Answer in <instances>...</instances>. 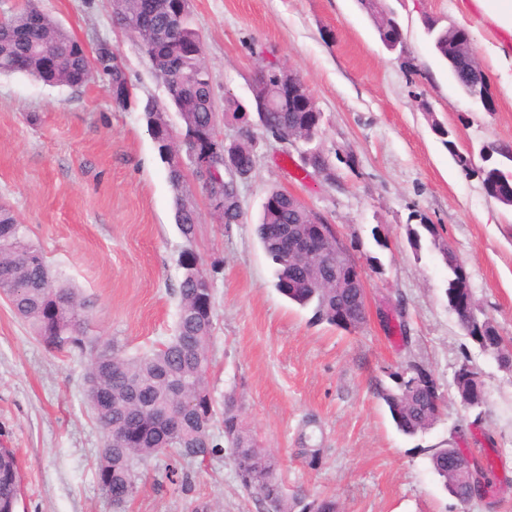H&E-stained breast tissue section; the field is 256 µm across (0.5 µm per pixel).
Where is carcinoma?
I'll return each instance as SVG.
<instances>
[{
  "label": "carcinoma",
  "instance_id": "obj_1",
  "mask_svg": "<svg viewBox=\"0 0 512 512\" xmlns=\"http://www.w3.org/2000/svg\"><path fill=\"white\" fill-rule=\"evenodd\" d=\"M360 8L373 20L381 42L391 39L399 24L397 15L385 0H357ZM114 22L137 38L143 48L153 46L162 57L160 72L179 86V94L162 103L154 99L142 107L143 119L156 145L161 160L167 165V177L175 192L174 221L179 231L191 243L194 241L198 213L189 198L187 176H192L206 196L224 205L217 216L224 224H238L242 218L239 195L224 188V180L214 176L205 179L195 169L174 161V154L193 150L194 137L212 129L215 124V102L210 71L204 59L194 55L190 45L200 41L190 5L176 10L172 0H158L157 13L149 22L141 19L139 0H111ZM39 22H30L32 14ZM437 55L448 61L454 42L448 28L436 20L425 21ZM110 85L119 88L116 106L131 104L130 84L123 68L103 64ZM16 73L40 77L51 87L79 88L75 76L90 79L92 68L87 55L75 44V37L49 16L40 12L34 0L9 19L0 23V74ZM178 112L181 122L179 141L172 140L167 125L169 110ZM257 125L276 136L287 132L306 146L317 134L305 126L308 117L299 112H287L276 102L266 111L255 109ZM493 163L481 169L486 194L498 199L512 195V145L491 141ZM311 212L283 199L274 208L262 210L256 235L258 241L276 265L275 288L289 301L312 312L311 321L327 323L344 329H357L366 321L365 298L361 289L336 288V258L328 261L293 259L280 262L273 241L267 236L270 228L307 229ZM8 265V276H0V295H4L17 315L32 327L40 343L50 352H81L96 348L87 336L88 312L86 301L77 288L59 281L51 272L41 247L26 236V227L15 213L0 207V263ZM195 259L184 263V273L178 284V316L174 335L149 352L125 356L114 346L98 350L90 359L86 374L85 397L105 442L96 463V475L103 492L118 508H123L139 491V468L168 448L176 449L184 459L205 461L219 452L213 427L224 424V444L234 449V464L242 486L258 496L262 512H337L332 498L304 502L302 494L288 496L279 479V461L261 448L256 437L239 413L235 393L224 395L222 407H217L209 381L211 363L210 342L215 319L214 294L201 288ZM344 313L349 320L343 325L336 314ZM405 307L399 302L394 308L400 341L409 347L404 320ZM462 331L483 351L493 355L501 367L512 370V351L503 350L505 338L500 336L493 321L479 316L459 320ZM422 364L416 359L390 374L393 385L375 386V395L388 408L396 429L405 436H415L431 429L441 418L444 397L436 385L418 376ZM483 383L479 367L471 361L463 363L455 377L458 400L472 393L474 383ZM192 398L194 405L181 413L178 425L169 430L164 420L174 412L177 393ZM461 457V469L448 474V454ZM497 449L481 450L476 457L464 452L453 442L437 448L431 455V469L444 487L462 505L484 501L488 508L496 506L495 461ZM21 476L17 457L10 448H0V512H16L21 497Z\"/></svg>",
  "mask_w": 512,
  "mask_h": 512
}]
</instances>
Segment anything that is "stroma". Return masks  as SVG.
Wrapping results in <instances>:
<instances>
[{
  "mask_svg": "<svg viewBox=\"0 0 512 512\" xmlns=\"http://www.w3.org/2000/svg\"><path fill=\"white\" fill-rule=\"evenodd\" d=\"M403 32L386 50L357 0H191L210 69L221 134L236 122L226 98L251 100L268 64L291 66L321 113L320 144L334 181L307 175L283 146L256 130V165L240 183L243 220L220 223L201 190L194 243L174 222L167 168L141 118L164 84L134 38L114 27L110 0H38L43 13L90 50L107 45L131 84L115 106L109 77L94 70L77 89L23 74L0 75V205L10 207L52 269L88 304V335L135 355L171 336L176 286L187 256L213 270L216 318L210 384L234 391L242 419L279 461L289 491L335 498L340 512H488L461 505L430 468L434 448H495L499 502L512 512V370L484 355L449 310L450 247L468 274L474 302L512 339V207L486 196L478 157L487 141L512 143V97L474 106L452 80L424 31L425 17L465 27L487 74L485 34L460 0H388ZM455 127L472 173L455 163L431 128ZM300 198L328 218L364 276L367 318L356 330L311 321L274 286L275 266L254 235L269 189ZM435 225L421 250L409 228ZM406 308L413 344L386 321ZM415 356L448 407L430 430L400 434L375 393L377 382ZM87 354L52 353L0 297V447L14 450L23 495L17 512H115L96 478L103 446L85 402ZM482 371L486 403L463 409L454 377L464 362ZM313 434L316 463L298 456ZM140 491L122 512H261L235 471L231 450L206 462L173 453L141 469Z\"/></svg>",
  "mask_w": 512,
  "mask_h": 512,
  "instance_id": "obj_1",
  "label": "stroma"
}]
</instances>
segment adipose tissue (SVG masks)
Returning <instances> with one entry per match:
<instances>
[{"instance_id": "adipose-tissue-1", "label": "adipose tissue", "mask_w": 512, "mask_h": 512, "mask_svg": "<svg viewBox=\"0 0 512 512\" xmlns=\"http://www.w3.org/2000/svg\"><path fill=\"white\" fill-rule=\"evenodd\" d=\"M460 4L464 13L487 31L486 50L506 93L512 96V0H460Z\"/></svg>"}]
</instances>
